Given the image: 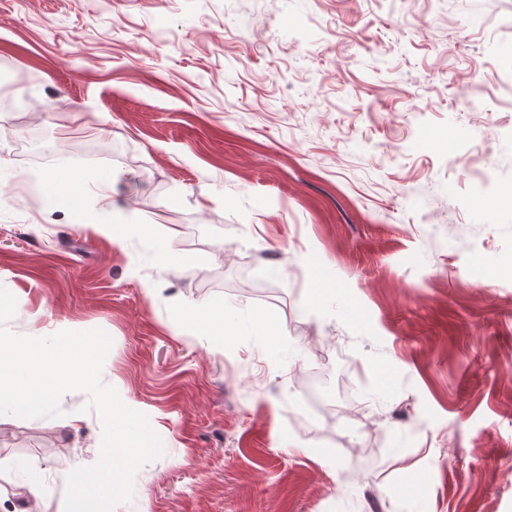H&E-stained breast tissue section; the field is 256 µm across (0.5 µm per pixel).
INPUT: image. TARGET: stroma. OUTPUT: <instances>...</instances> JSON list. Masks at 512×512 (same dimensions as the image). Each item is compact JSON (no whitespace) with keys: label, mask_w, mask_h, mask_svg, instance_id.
I'll return each mask as SVG.
<instances>
[{"label":"stroma","mask_w":512,"mask_h":512,"mask_svg":"<svg viewBox=\"0 0 512 512\" xmlns=\"http://www.w3.org/2000/svg\"><path fill=\"white\" fill-rule=\"evenodd\" d=\"M0 285L111 336L114 512H512V0H0ZM87 401L0 417V512Z\"/></svg>","instance_id":"1"}]
</instances>
